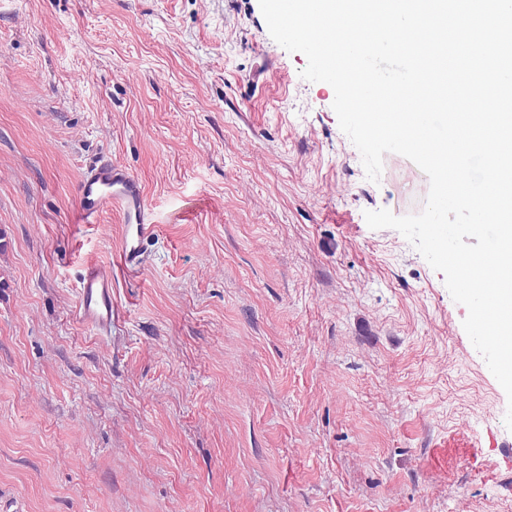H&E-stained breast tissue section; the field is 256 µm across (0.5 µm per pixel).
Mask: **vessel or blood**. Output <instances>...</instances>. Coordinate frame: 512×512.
Listing matches in <instances>:
<instances>
[{
    "instance_id": "1",
    "label": "vessel or blood",
    "mask_w": 512,
    "mask_h": 512,
    "mask_svg": "<svg viewBox=\"0 0 512 512\" xmlns=\"http://www.w3.org/2000/svg\"><path fill=\"white\" fill-rule=\"evenodd\" d=\"M77 199L75 223H97L107 210L122 214L125 234L119 261L130 274H137L143 264L145 243L154 232L150 205L139 179L106 155L81 178ZM78 315L96 331H111L115 307L112 272L108 267L97 265L86 270L78 290Z\"/></svg>"
}]
</instances>
